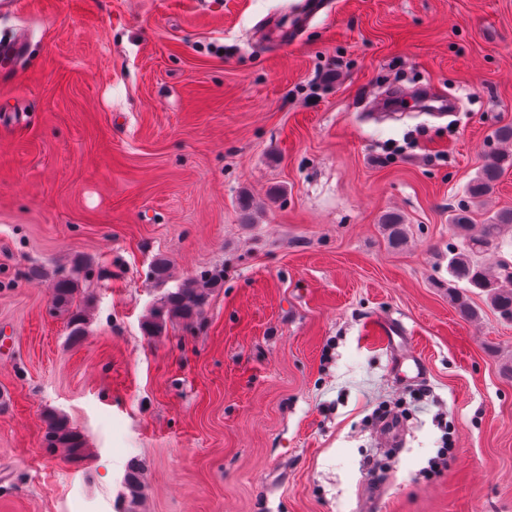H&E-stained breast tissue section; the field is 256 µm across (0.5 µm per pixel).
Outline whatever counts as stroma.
<instances>
[{
  "instance_id": "stroma-1",
  "label": "stroma",
  "mask_w": 512,
  "mask_h": 512,
  "mask_svg": "<svg viewBox=\"0 0 512 512\" xmlns=\"http://www.w3.org/2000/svg\"><path fill=\"white\" fill-rule=\"evenodd\" d=\"M302 2L0 12V40L30 32L0 64V512H512V320L448 297L453 211L512 210V167L467 194L512 126V0H328L276 42L266 21ZM424 84L455 112L362 109ZM61 278L87 304L77 342ZM210 278L197 322L146 334ZM394 320L410 340L390 349L370 325ZM405 397L370 476L377 413ZM52 412L88 458L45 451ZM445 436L447 468L421 477ZM25 48L26 36L23 30H19L12 37L0 41L1 62L16 65L22 58ZM209 294L210 288H199L194 282L168 292L151 311L145 324L146 330L151 335H157L174 320L193 321L202 314Z\"/></svg>"
}]
</instances>
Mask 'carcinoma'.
<instances>
[{"instance_id": "obj_1", "label": "carcinoma", "mask_w": 512, "mask_h": 512, "mask_svg": "<svg viewBox=\"0 0 512 512\" xmlns=\"http://www.w3.org/2000/svg\"><path fill=\"white\" fill-rule=\"evenodd\" d=\"M496 137L503 149L487 157L477 176L469 184L467 193L472 199L489 195L504 167L512 165V126L499 128ZM450 221L465 240V245L448 259V297L462 317L474 318L475 312L470 307L466 294L457 287V283L463 282L467 287L483 293L500 314L512 317V270H507L504 265L501 272L493 273L478 262V254L485 247L490 244L498 245L504 235L512 231V211L494 213L477 231L474 230L469 211L465 208L456 210ZM76 294L73 281L67 278L57 280L52 288L56 307L70 313V338L75 341L83 336L85 330V312L81 304L77 303ZM209 294L210 289L200 288L193 282L165 294L151 311L145 324L146 330L151 335H157L175 320H194L202 314ZM44 445L48 453L60 452L68 461H80L86 457L81 435L60 414L51 413L46 416Z\"/></svg>"}]
</instances>
